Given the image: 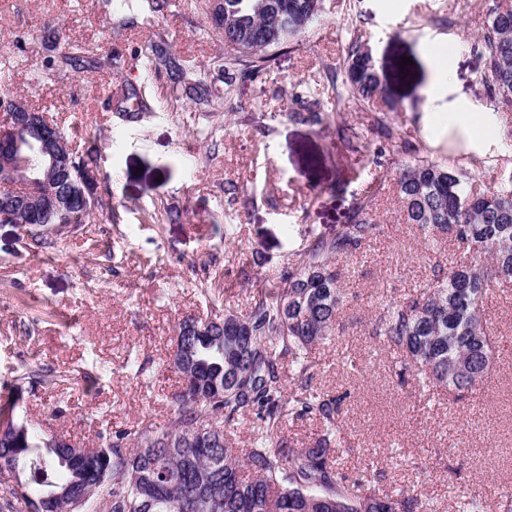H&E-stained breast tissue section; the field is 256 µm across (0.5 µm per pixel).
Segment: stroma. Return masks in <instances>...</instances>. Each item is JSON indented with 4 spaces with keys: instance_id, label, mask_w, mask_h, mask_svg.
<instances>
[{
    "instance_id": "obj_1",
    "label": "stroma",
    "mask_w": 512,
    "mask_h": 512,
    "mask_svg": "<svg viewBox=\"0 0 512 512\" xmlns=\"http://www.w3.org/2000/svg\"><path fill=\"white\" fill-rule=\"evenodd\" d=\"M493 0H322L320 17L276 49L266 70L234 73L232 108L199 111L175 97L168 72L145 71L151 46L200 69L223 89L228 48L211 0H168L152 25H118L105 0H0V68L26 107L57 123L68 144L91 153L98 206L82 224H56L36 246L31 227L0 223V395L43 437L99 447L100 434L172 418L181 385L170 355L179 323L248 312L263 288L282 287L295 253L331 237L365 201L378 233L343 265L337 338L312 355L310 387L341 399L349 451L338 461L356 477L381 471L382 489L417 496L424 512H456L481 494L487 512L512 500V283L485 300L498 339L488 379L456 400L399 384L400 354L376 333L383 300L422 289V237L403 223L393 183L400 154L367 164L380 145L368 113L341 110L336 124L291 111L335 104L329 72L351 43L369 48L394 104L389 124L437 161L458 160L483 190L512 173V143L487 137L455 145L430 123L465 105L512 131L483 83L484 21ZM59 39L44 35L46 26ZM89 49L83 67L40 81L68 43ZM446 51L453 80L430 93L428 48ZM111 58V68L101 67ZM142 90L151 105L135 122L114 111L111 88ZM363 134L359 150L337 125ZM261 252L263 265L252 263ZM352 357L355 367L344 366ZM137 370L129 372L127 361ZM47 371L51 385L29 383Z\"/></svg>"
}]
</instances>
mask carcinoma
Masks as SVG:
<instances>
[{
	"mask_svg": "<svg viewBox=\"0 0 512 512\" xmlns=\"http://www.w3.org/2000/svg\"><path fill=\"white\" fill-rule=\"evenodd\" d=\"M321 0H224V41L232 50L229 65L251 72L266 68L269 48L303 31L318 14ZM483 80L498 103L512 108V5L490 9L481 42ZM186 89L210 112L231 101L233 89L211 94L201 81ZM337 102L368 108L383 95L373 57L353 43L343 64ZM122 116L135 119L149 105L137 91L116 99ZM28 108L0 83V112ZM373 125L382 149L406 155L395 187L403 221L420 231L432 277L413 296L384 304L378 335L402 352L400 384L420 391L434 385L468 391L489 377L497 340L485 321L484 301L494 283L512 282V175L496 192L474 187L468 169L433 160L404 142L382 117ZM96 207L51 216V224H83ZM377 230L371 203L357 208L331 238L312 242L288 267L284 287L261 295L245 314L231 311L224 322V347L196 336L189 321L179 325L178 340L190 351L178 369L183 385L173 400L174 419L166 427L145 426L118 433L97 449L85 450L58 437L43 441L0 403V459L22 470V493L4 488L0 512H421L412 495L376 487L378 474L366 470L351 480L331 455L341 447L339 399L309 387L314 346L335 330L344 291L336 260L361 249ZM446 236L462 261L447 263L433 252ZM288 358L299 383L287 392L280 360ZM253 415L257 419L249 448H233L226 436L209 441L210 422L223 424ZM319 418L321 437L300 448L278 437L285 418ZM78 485L82 493L61 504L51 493Z\"/></svg>",
	"mask_w": 512,
	"mask_h": 512,
	"instance_id": "cac0c4a2",
	"label": "carcinoma"
}]
</instances>
